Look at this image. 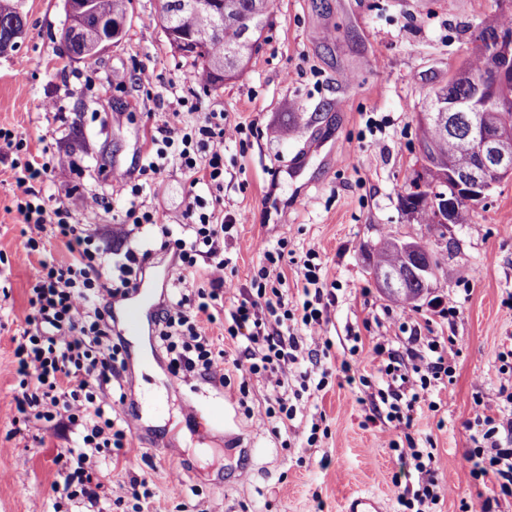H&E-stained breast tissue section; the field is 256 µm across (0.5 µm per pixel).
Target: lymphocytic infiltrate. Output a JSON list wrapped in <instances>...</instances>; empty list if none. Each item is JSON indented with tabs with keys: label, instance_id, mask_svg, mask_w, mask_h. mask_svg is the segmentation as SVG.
Segmentation results:
<instances>
[{
	"label": "lymphocytic infiltrate",
	"instance_id": "obj_1",
	"mask_svg": "<svg viewBox=\"0 0 512 512\" xmlns=\"http://www.w3.org/2000/svg\"><path fill=\"white\" fill-rule=\"evenodd\" d=\"M197 85L194 74L181 77L183 109L154 128L141 167L146 175L156 176L172 167L186 176L188 203L180 237H173L157 210L134 203L126 212L128 223L158 228L161 250L175 256L170 278L174 292L154 322L155 334L170 357L175 379L197 375L224 385L228 382L225 368L230 365L240 374V390H247L253 381L278 389L298 371L304 359V337L321 339L324 315L336 300V287L327 282L319 253L311 248L298 260L302 289L297 300H289L282 289L288 247L284 238L276 247L261 246L262 260L248 284L237 283L236 269L224 255V243L237 223L223 209L224 145L242 141L249 129L227 123L223 113L203 111ZM69 165L67 157L61 156L52 165L31 157L13 166L20 191L16 208L27 226L24 250L37 252L51 237L59 239L70 254L65 262L51 257L39 260L33 274L29 328L14 350L16 372L28 385L14 402L18 413L39 419L66 413L79 430L84 448L65 451V484L78 487L92 500L96 492L85 468L86 449H121L127 439L125 428L113 416L110 392L112 383L122 382L126 361L100 303L106 297L126 296L135 288V275L147 255L133 248L113 254L93 248L80 225L72 223L67 208H46L33 183L50 169ZM107 263L112 274L105 279L101 269ZM219 313L224 316L225 338L246 343L241 358L229 365L215 353L206 329ZM406 343L402 351L385 340L372 348L386 388L370 403V422L412 426L416 407L436 408L427 398L429 389L453 376L440 337L415 328ZM501 398L507 409L479 416L470 436L473 474L495 476L500 491L512 494V393L481 384L476 387V404ZM386 443L412 460L420 484L414 494L415 512H426L440 500L445 487L433 467V452L418 447L409 434L400 441L387 438Z\"/></svg>",
	"mask_w": 512,
	"mask_h": 512
}]
</instances>
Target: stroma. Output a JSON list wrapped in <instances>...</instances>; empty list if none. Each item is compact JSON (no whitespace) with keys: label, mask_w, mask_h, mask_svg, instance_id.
Instances as JSON below:
<instances>
[{"label":"stroma","mask_w":512,"mask_h":512,"mask_svg":"<svg viewBox=\"0 0 512 512\" xmlns=\"http://www.w3.org/2000/svg\"><path fill=\"white\" fill-rule=\"evenodd\" d=\"M25 26L16 50L0 55V128L30 154L67 155L73 173H49L34 189L48 208L67 206L74 223L108 251L150 250L136 294L108 307L123 321L143 307L147 356L122 336L128 384L117 411L131 427L120 451L95 454L97 504L63 491L61 449L79 446L67 420L23 417L14 349L31 312L38 255L22 248L26 226L16 209L11 158L0 157V512H134L130 479H147L148 512H341L354 493L378 496L385 512H408L418 489L397 450L384 444L392 423L367 420L368 398L384 381L359 363L366 384H346L342 360L352 348L368 353L377 339L401 347V308L371 274L370 256L383 237L430 242L439 261L433 288L414 310V322L454 340L447 355L454 374L437 411L415 416L417 440H431L439 477L449 480L433 512H512V496L494 478L472 474L469 426L479 412L498 413L503 401L476 407V383L512 391L499 355L512 349V176L466 223L440 230L418 223L401 204L422 160L418 114L428 93L446 84L478 51L479 21L512 15V0H274L266 41L236 79L203 93L204 111L252 127L247 145H224L225 211L242 215L227 246L238 282L260 260L257 243L287 238L295 256L318 250L337 300L324 334L332 347L313 357L326 373L321 392L294 400L299 433L284 430L265 409L273 391L240 375L228 386L193 377L176 383L169 358L153 334L170 285L169 253L156 249V228L129 236L125 211L131 184L141 182V158L152 128L180 106L174 82L189 59L174 52L161 28L162 0H133L127 33L104 54L69 59L60 43L64 0H13ZM29 61L19 71L18 58ZM149 83H140V73ZM326 143L300 169L287 166L312 134ZM123 173L127 183L116 182ZM96 193L107 208L90 212ZM185 176H157L141 200L178 225L187 204ZM455 300L456 316L439 317V302ZM324 435L308 445L312 426Z\"/></svg>","instance_id":"35a3bbf8"}]
</instances>
